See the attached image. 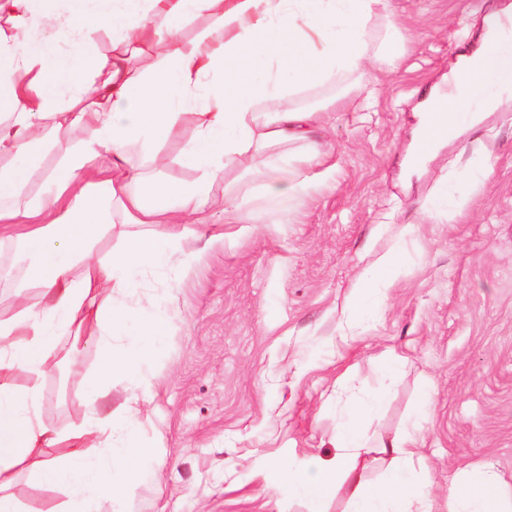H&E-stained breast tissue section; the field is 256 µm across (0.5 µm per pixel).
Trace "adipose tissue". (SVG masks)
Returning <instances> with one entry per match:
<instances>
[{"instance_id":"ef3b65f1","label":"adipose tissue","mask_w":512,"mask_h":512,"mask_svg":"<svg viewBox=\"0 0 512 512\" xmlns=\"http://www.w3.org/2000/svg\"><path fill=\"white\" fill-rule=\"evenodd\" d=\"M203 12L215 15L221 29L184 41L181 22ZM2 13L18 26L14 36H0V97L11 103L8 120L0 121V153L11 157L0 167V240L13 247L21 288L39 289L41 300L18 302L11 315L0 316V512H23L11 488L27 462L40 481L68 490L63 512H95L101 502L111 512H125L151 461L137 442L118 449L96 442L59 461L36 457L39 449L103 430L91 415L66 436L41 418L39 379L57 336L97 338L102 358L86 380L91 396L101 395L118 375L134 386L147 385L166 340L165 316L115 308L113 296L131 290L142 266H168L175 242L188 231V215L210 204L211 183L242 154L303 142L304 163L323 159L310 139L314 112L278 107L280 79L259 71V61L281 60L295 84H315L342 71L361 72L372 56H400L404 35L389 0H0ZM237 20L241 30L226 36L224 25ZM78 23L118 36L110 57L77 52L56 60L55 40ZM153 36L166 42L167 51L146 71L137 60ZM454 78L445 100L426 105L418 128L420 153L432 152L460 126L475 124L478 113L512 97V33L486 19L478 49L459 56ZM67 91L85 98L86 106L51 112V102ZM260 102L268 111H257ZM188 106L196 111V129L179 161L197 179L188 185L145 179L130 167L131 153L178 137ZM49 119L59 131L83 124L90 137L79 146L57 139L59 170L41 196L23 202L20 190ZM104 155L107 176L97 165ZM116 208L137 217L144 230L128 236L108 259L91 261ZM401 264L402 249L392 245L373 272L360 276L352 310L363 315L376 306ZM117 336L129 339L118 354L112 351ZM15 370L25 371L30 385H14L9 375ZM374 411L371 404L354 409L337 426L330 459L288 471L274 466L270 479L306 499L309 512H323L321 487L331 480L347 486L352 512H434L431 488L411 478L425 466L417 440L369 442L364 426ZM372 454L387 464L375 481L367 476ZM475 480V491L460 480L450 482L447 512H512V491L500 488L492 468L479 471Z\"/></svg>"}]
</instances>
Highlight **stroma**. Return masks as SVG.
I'll use <instances>...</instances> for the list:
<instances>
[{
  "mask_svg": "<svg viewBox=\"0 0 512 512\" xmlns=\"http://www.w3.org/2000/svg\"><path fill=\"white\" fill-rule=\"evenodd\" d=\"M510 3L390 0L407 38L400 58L369 61L359 80L340 74L285 90L286 107L331 105L314 131L324 161L300 170L307 188L294 202L264 195L269 172L244 154L212 184V206L170 266L144 268L132 294L115 298L166 316V344L137 403L127 404L124 378L106 397L88 396L96 338H82L70 365L72 339L58 338L41 380L43 420L67 430L108 418L114 447L132 438L152 452L127 512H308L266 473L333 454L337 425L372 402L384 360L394 384L369 435L417 431L428 463L420 480L438 499L456 475L487 465L512 489V99L409 163L422 100L476 49L485 16ZM193 136L184 123L179 139L133 153L130 164L193 182L179 161ZM476 167L486 173L474 185L463 175ZM448 182L464 207L437 204ZM229 200L254 209L258 223H235ZM398 241L396 283L355 320L347 302L359 277ZM12 493L25 512H60L67 500L26 469Z\"/></svg>",
  "mask_w": 512,
  "mask_h": 512,
  "instance_id": "stroma-1",
  "label": "stroma"
}]
</instances>
